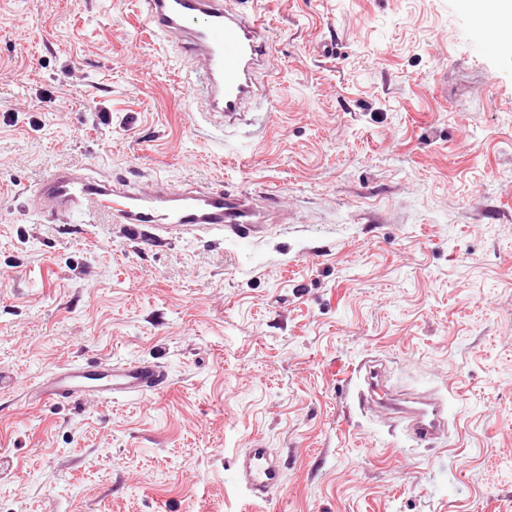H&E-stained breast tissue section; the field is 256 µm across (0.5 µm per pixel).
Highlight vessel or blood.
<instances>
[{
  "mask_svg": "<svg viewBox=\"0 0 512 512\" xmlns=\"http://www.w3.org/2000/svg\"><path fill=\"white\" fill-rule=\"evenodd\" d=\"M142 21L165 41L202 60L204 75L198 92L226 121L238 120L245 104L259 94L269 38V30L260 20L227 9L224 0H145ZM33 202L34 212L40 216L105 217L110 223L124 225L133 239L141 237L147 224H220L225 233L245 240L262 222L250 197L243 193L219 189L149 193L125 179L98 181L68 168L46 175L34 191ZM352 376L360 400L383 410L414 443L428 444L445 436V400L428 393L408 395L391 390L384 368L371 357L361 361ZM167 386V373L154 362L73 363L29 389L27 397L53 401L92 393L109 398L158 392ZM232 476L240 487L261 499L280 487L283 468L269 449L249 448L236 458Z\"/></svg>",
  "mask_w": 512,
  "mask_h": 512,
  "instance_id": "obj_1",
  "label": "vessel or blood"
}]
</instances>
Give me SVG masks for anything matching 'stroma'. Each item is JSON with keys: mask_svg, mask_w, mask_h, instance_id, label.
<instances>
[{"mask_svg": "<svg viewBox=\"0 0 512 512\" xmlns=\"http://www.w3.org/2000/svg\"><path fill=\"white\" fill-rule=\"evenodd\" d=\"M270 28L268 99L215 129L143 0H0V512H512V55L467 0H224ZM275 199L288 223L141 239L36 216L48 173ZM446 398L416 445L365 356ZM85 359L168 389L32 402ZM262 446L282 485L230 483Z\"/></svg>", "mask_w": 512, "mask_h": 512, "instance_id": "1", "label": "stroma"}]
</instances>
